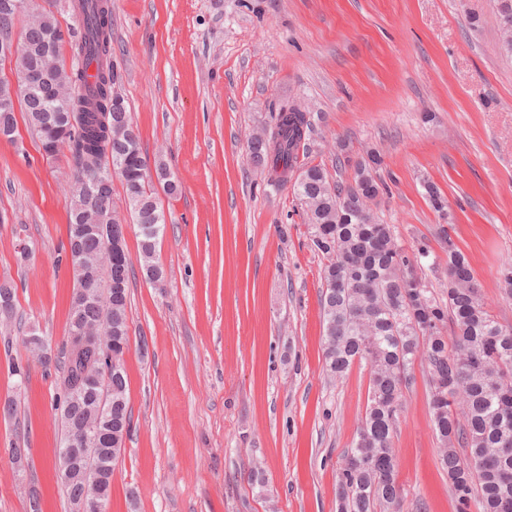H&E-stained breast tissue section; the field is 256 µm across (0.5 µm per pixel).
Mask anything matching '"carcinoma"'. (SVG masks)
Segmentation results:
<instances>
[{
	"label": "carcinoma",
	"instance_id": "1",
	"mask_svg": "<svg viewBox=\"0 0 512 512\" xmlns=\"http://www.w3.org/2000/svg\"><path fill=\"white\" fill-rule=\"evenodd\" d=\"M504 48L512 53V0H493ZM60 29L43 12L32 17L19 39L21 51L39 54L48 34ZM69 46L78 60L72 72L59 69L51 83L28 88L22 96L30 130L40 144L59 140L71 153L74 182L96 177L94 166H112L122 181L126 207L137 224L142 270L148 278L163 274L156 247L166 218L151 180L139 138L127 106L112 108L117 73L112 63V12L104 0H82L80 29L59 38L58 50ZM72 115L67 122L47 125L51 110ZM112 113V126L102 114ZM269 137L251 140V160L267 172L270 185L292 186L307 224L311 249L322 259L320 307L325 336L327 374L344 378L352 366L366 363L370 370L367 404L356 442L347 456L360 465L343 466L338 479V512H401L403 496L398 482V460L393 448L403 386L410 380L415 360L424 365L430 387L429 407L438 459L454 491L459 512L477 501L482 512H512V490L502 484V469L512 458L500 457L512 449V327L502 325L485 308L480 284L467 256L445 235L448 255L444 266V295L426 288V272L436 263L425 246L408 254L393 228L381 223L361 199H375L387 186L373 174L379 160L371 155L354 164L347 185L333 184L321 165L307 164L293 178L299 153L307 150L312 132L310 117L286 103L273 113ZM432 207L442 212L447 201L431 182L423 185ZM68 233L80 224H118L112 213V179L98 182L93 195L73 188L68 205ZM81 248L85 259L99 268L101 293L112 301L87 304L71 301L67 349L53 363L42 362L59 376L56 407L60 411L58 453L67 448L73 426L98 422L106 439L90 435L86 448L103 449L102 462L114 467L131 426L123 357L128 346L127 289L113 295L111 285L128 284L131 265L125 257L106 265L101 241L87 237ZM412 277L421 288L405 287ZM14 284L0 282V308L16 310ZM112 337V359L119 365L107 384L112 415L99 417L93 393L78 385L102 366L95 336L75 335L77 328ZM71 509L92 489L80 477L61 482Z\"/></svg>",
	"mask_w": 512,
	"mask_h": 512
}]
</instances>
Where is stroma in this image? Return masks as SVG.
<instances>
[{
  "label": "stroma",
  "instance_id": "35a3bbf8",
  "mask_svg": "<svg viewBox=\"0 0 512 512\" xmlns=\"http://www.w3.org/2000/svg\"><path fill=\"white\" fill-rule=\"evenodd\" d=\"M115 89L149 165L178 185L160 195V283L126 250L131 431L108 512H336V485L367 403L369 368L324 370L321 259L291 188L249 158L252 137L293 103L311 117L303 160L380 155L389 188L376 213L409 250L468 256L489 310L512 326L499 285L512 261V55L492 0H110ZM431 122H424V113ZM68 150L44 158L26 125L0 140V281L17 291L0 322V401L11 364L27 373L15 418L0 417V512H70L55 477L56 376L23 341L39 328L65 348L74 278L63 262ZM433 182L447 200L436 212ZM429 384L414 366L393 439L403 512H456L438 465ZM27 443L24 467L12 443ZM266 486L257 490L254 471Z\"/></svg>",
  "mask_w": 512,
  "mask_h": 512
}]
</instances>
